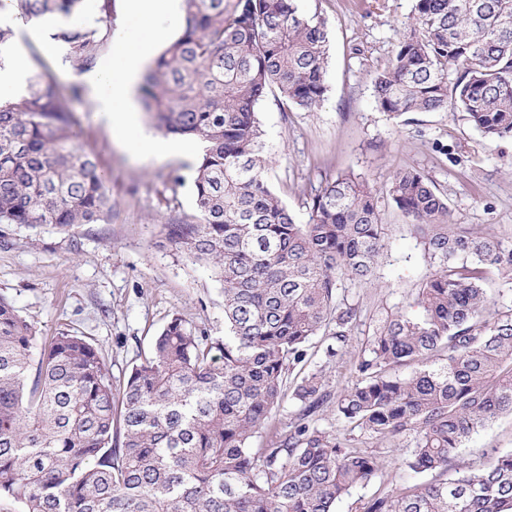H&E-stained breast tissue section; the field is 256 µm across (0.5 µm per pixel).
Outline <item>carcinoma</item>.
Segmentation results:
<instances>
[{"mask_svg": "<svg viewBox=\"0 0 512 512\" xmlns=\"http://www.w3.org/2000/svg\"><path fill=\"white\" fill-rule=\"evenodd\" d=\"M81 0H0L17 19L71 14ZM182 34L140 85L167 134L204 143L195 170L198 220L170 238L214 271L224 336L172 318L122 386L84 337L62 332L40 356L37 336L0 298V499L25 512H335L370 483L377 448L407 449L419 479L360 502L357 512H512V451L445 477L480 429L512 417V302L492 298L512 275V235L449 223L448 200L416 169L385 192L409 220L428 272L409 303L367 336L357 381L335 401L307 363L313 337L342 357L360 308L340 293L371 282L387 249L376 190L329 181L297 221L270 186L257 105L277 91L311 112L327 92V29L301 0H183ZM387 65L376 108L398 119L459 110L490 141L512 138V0H416ZM111 30L68 26L65 59L95 64ZM70 99L38 75L0 102V224H94L112 202L94 157L75 143ZM298 405L279 430L286 395ZM342 429L318 428L326 402ZM437 473L431 479L420 475Z\"/></svg>", "mask_w": 512, "mask_h": 512, "instance_id": "carcinoma-1", "label": "carcinoma"}]
</instances>
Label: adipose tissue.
I'll return each mask as SVG.
<instances>
[{"label": "adipose tissue", "mask_w": 512, "mask_h": 512, "mask_svg": "<svg viewBox=\"0 0 512 512\" xmlns=\"http://www.w3.org/2000/svg\"><path fill=\"white\" fill-rule=\"evenodd\" d=\"M127 17L143 27L140 39H133L127 29L112 36V52L103 59L90 82L101 110L112 125L113 134L122 142H134L141 156L176 158L185 147L178 142L143 137L132 103L135 83L152 48L165 41L170 32L168 22L175 14L176 0H124Z\"/></svg>", "instance_id": "ef3b65f1"}]
</instances>
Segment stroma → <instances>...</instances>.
Listing matches in <instances>:
<instances>
[{
  "label": "stroma",
  "mask_w": 512,
  "mask_h": 512,
  "mask_svg": "<svg viewBox=\"0 0 512 512\" xmlns=\"http://www.w3.org/2000/svg\"><path fill=\"white\" fill-rule=\"evenodd\" d=\"M415 0H302L301 8L324 19L328 30L327 93L316 111L287 106L271 95L257 117L264 131L274 190L306 222L304 202L326 179L353 175L378 188V207L387 226L388 249L373 282L346 290L361 309L360 325L342 358L326 364L320 350L328 337L313 339L318 353L308 370H322L327 389L338 393L357 380L354 364L369 327L406 305L427 271L422 248L400 210L383 195L389 177L413 168L448 196L450 221L463 228L512 233V139L490 142L462 112H415L393 119L374 105L373 76L386 66L401 23ZM121 22L99 0H82L69 16L11 25L14 51L32 54L42 37L65 25L94 27ZM50 74L62 94L79 88L72 102L76 142L97 156L112 197L105 221L68 231L45 224H0V297L6 298L36 331L39 345L70 331L85 337L120 380L147 352L152 336L178 316L208 336L224 333V292L206 266L189 260L167 235L169 224L194 222L195 156L200 141L189 140L192 159L133 158L112 138L89 84V71L75 70L63 56L49 58ZM512 449V418L492 422L450 458L449 470L480 469ZM378 476L354 488L336 512H356L360 501L412 482L405 455L378 449Z\"/></svg>",
  "instance_id": "stroma-1"
}]
</instances>
